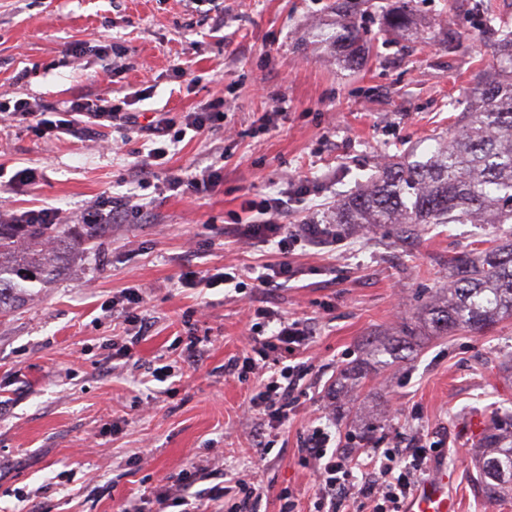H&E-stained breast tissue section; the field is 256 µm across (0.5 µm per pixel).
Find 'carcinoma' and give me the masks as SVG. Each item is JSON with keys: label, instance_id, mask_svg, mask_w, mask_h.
Here are the masks:
<instances>
[{"label": "carcinoma", "instance_id": "1", "mask_svg": "<svg viewBox=\"0 0 512 512\" xmlns=\"http://www.w3.org/2000/svg\"><path fill=\"white\" fill-rule=\"evenodd\" d=\"M371 0H336L348 20L330 36L352 52L362 40L356 18ZM493 52L508 72L480 75L457 131L437 137L430 155L386 163L369 187L336 204L338 224H395L409 238L430 224H512V30H498ZM105 224H0V313L10 312L61 269L65 248L105 234ZM454 279L446 295L427 306L429 324L448 334L483 332L512 318V232L485 249L451 260ZM490 428L475 458V480L490 501L512 491V413Z\"/></svg>", "mask_w": 512, "mask_h": 512}]
</instances>
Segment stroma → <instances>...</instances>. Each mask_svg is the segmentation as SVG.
<instances>
[{
    "label": "stroma",
    "mask_w": 512,
    "mask_h": 512,
    "mask_svg": "<svg viewBox=\"0 0 512 512\" xmlns=\"http://www.w3.org/2000/svg\"><path fill=\"white\" fill-rule=\"evenodd\" d=\"M335 0H0V97L44 109L83 96L135 114L137 127L54 138L21 121L0 130V166L32 183L0 186V212L56 209L78 224L107 197L143 206L72 254L66 270L0 315V512H119L164 491L200 461L255 476V512H314L319 478L300 461L313 418L332 409L344 448L370 453L417 435L441 444L427 472L448 471L460 512H512L472 480L471 454L496 412H512V318L482 332L433 335L418 315L450 281V258L496 238L500 224H435L420 242L393 228L338 231L335 247L289 255L271 288L188 284L189 272L256 262L264 247L229 234L249 202L287 199L282 221L322 215L408 147L429 151L468 104L479 71L495 66L481 0H374L363 20L371 51L348 64L335 43ZM408 6L410 26L382 17ZM223 98L233 137L187 132L165 167L194 173L222 159L204 196L172 195L144 179L141 134L154 111L182 116ZM127 311L144 333L113 316ZM309 330L307 392L269 447L244 412L254 379L225 375L247 356V308ZM416 325L405 358L369 354L376 335ZM198 360H186L191 338Z\"/></svg>",
    "instance_id": "obj_1"
}]
</instances>
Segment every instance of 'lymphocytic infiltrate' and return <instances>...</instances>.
I'll return each instance as SVG.
<instances>
[{
	"label": "lymphocytic infiltrate",
	"instance_id": "1",
	"mask_svg": "<svg viewBox=\"0 0 512 512\" xmlns=\"http://www.w3.org/2000/svg\"><path fill=\"white\" fill-rule=\"evenodd\" d=\"M98 121L106 120L123 126L134 124V116L122 113L120 108L107 107L98 102L77 98L63 110L55 111L53 118L44 113L31 111L27 100L0 99V121L31 120L38 132H48L55 136H78V117ZM224 101L216 99L207 111L186 113L182 120H175L170 113L158 112L144 126V133L151 135L154 146L149 151L150 161L144 167L145 173H153L156 166L162 165L168 154L167 136L175 124L201 133L222 127L224 124ZM221 180V169L209 164L195 174H165L162 185L166 191L177 194L202 195L211 191ZM288 209L287 200L275 198L257 207V217L253 223L234 225L236 235L245 243H261L272 246L280 254L278 262H267L262 266L256 280L259 287L276 286L278 280L287 278L289 251L302 242L335 243V225L312 220L291 229L282 224L281 217ZM307 331L298 322L281 320L276 331L264 338L251 337L252 353L243 360H230L225 371L238 379L256 375L260 378V390L251 399L249 410L259 420L258 438H265L267 431L279 429L293 410L300 388V382L308 371L306 363L288 364L287 359L294 352L293 346L305 338ZM276 353L279 365L277 371L267 372L269 353ZM332 433L328 427L316 425L308 430L302 448L303 462L311 465L319 474L320 487L314 502L315 512H338L341 498L353 487L359 488L362 496L370 498L374 512H402V504L410 494L428 460L429 450L420 445L405 448H387L379 452L375 459L374 473L362 478L360 467L338 451L332 450ZM197 474L183 471L174 487L155 498V512H167L168 508L188 506L192 502L208 497L216 501L239 489L241 497L233 503V512H252V503L259 496L256 483L235 480L233 485L213 486L208 493L197 490Z\"/></svg>",
	"mask_w": 512,
	"mask_h": 512
}]
</instances>
